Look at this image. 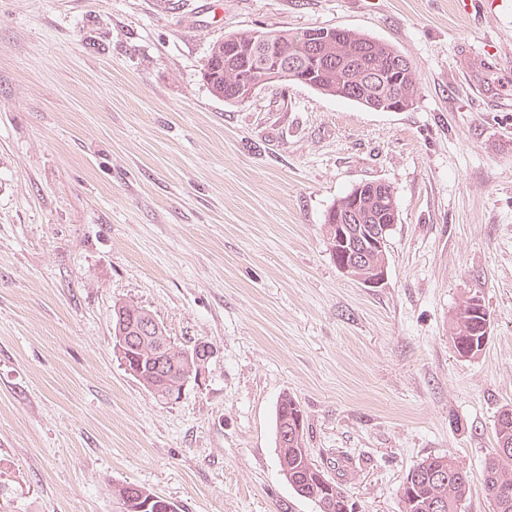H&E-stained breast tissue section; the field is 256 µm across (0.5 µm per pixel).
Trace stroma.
Returning <instances> with one entry per match:
<instances>
[{"instance_id": "1", "label": "stroma", "mask_w": 512, "mask_h": 512, "mask_svg": "<svg viewBox=\"0 0 512 512\" xmlns=\"http://www.w3.org/2000/svg\"><path fill=\"white\" fill-rule=\"evenodd\" d=\"M458 0H0V512H112L135 483L182 512H317L280 472L275 406L361 512H402L422 459L472 475L512 407V16ZM344 27L415 64L377 112L292 84L230 104L201 77L245 29ZM480 87L482 96L471 93ZM382 182L399 220L368 288L327 210ZM489 341L459 357L469 296ZM212 344L181 399L125 371L112 309Z\"/></svg>"}]
</instances>
